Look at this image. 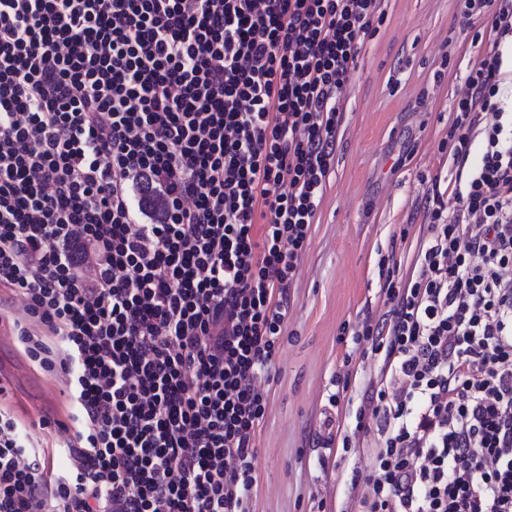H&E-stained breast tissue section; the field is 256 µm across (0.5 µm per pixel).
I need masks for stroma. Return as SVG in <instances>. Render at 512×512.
I'll use <instances>...</instances> for the list:
<instances>
[{
    "instance_id": "stroma-1",
    "label": "stroma",
    "mask_w": 512,
    "mask_h": 512,
    "mask_svg": "<svg viewBox=\"0 0 512 512\" xmlns=\"http://www.w3.org/2000/svg\"><path fill=\"white\" fill-rule=\"evenodd\" d=\"M343 94L333 167L310 241L289 290L278 355L265 379L256 431L252 512H358L380 422L369 402L385 383L382 354L357 338L388 311L392 276L413 271L434 185L455 176L439 150L466 77L488 48L458 0H384ZM23 301L0 290V369L22 437L48 447V466L69 469L75 436L69 383L39 369L13 333ZM338 403H331V395Z\"/></svg>"
}]
</instances>
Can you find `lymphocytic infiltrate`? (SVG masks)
<instances>
[{"label": "lymphocytic infiltrate", "instance_id": "lymphocytic-infiltrate-1", "mask_svg": "<svg viewBox=\"0 0 512 512\" xmlns=\"http://www.w3.org/2000/svg\"><path fill=\"white\" fill-rule=\"evenodd\" d=\"M463 2L492 41L441 144L458 171L428 200L419 274L362 330L391 373L363 512H512V0ZM383 17L382 0H0V288L24 301L25 354L69 375L77 433L57 475L0 409V512H250L255 381Z\"/></svg>", "mask_w": 512, "mask_h": 512}]
</instances>
